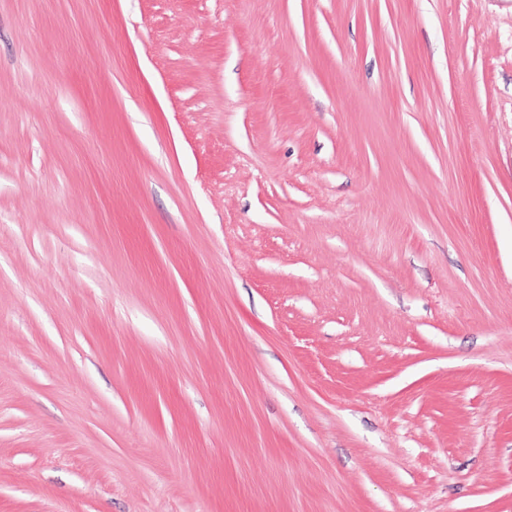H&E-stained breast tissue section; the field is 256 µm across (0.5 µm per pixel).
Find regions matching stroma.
<instances>
[{
  "mask_svg": "<svg viewBox=\"0 0 512 512\" xmlns=\"http://www.w3.org/2000/svg\"><path fill=\"white\" fill-rule=\"evenodd\" d=\"M0 512H512V0H0Z\"/></svg>",
  "mask_w": 512,
  "mask_h": 512,
  "instance_id": "obj_1",
  "label": "stroma"
}]
</instances>
